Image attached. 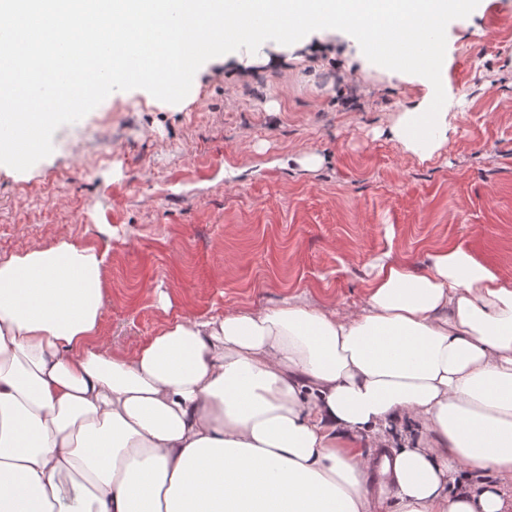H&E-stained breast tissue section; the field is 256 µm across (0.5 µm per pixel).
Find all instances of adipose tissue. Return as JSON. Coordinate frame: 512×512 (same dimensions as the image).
Masks as SVG:
<instances>
[{"label":"adipose tissue","instance_id":"adipose-tissue-1","mask_svg":"<svg viewBox=\"0 0 512 512\" xmlns=\"http://www.w3.org/2000/svg\"><path fill=\"white\" fill-rule=\"evenodd\" d=\"M444 56L405 58L427 94L389 127L422 158ZM373 269L355 313L176 318L115 353L96 247L0 259V512H512V279L461 245Z\"/></svg>","mask_w":512,"mask_h":512}]
</instances>
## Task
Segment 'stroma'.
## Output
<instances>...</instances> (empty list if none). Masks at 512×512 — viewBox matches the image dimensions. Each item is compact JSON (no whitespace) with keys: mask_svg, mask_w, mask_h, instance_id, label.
I'll return each mask as SVG.
<instances>
[{"mask_svg":"<svg viewBox=\"0 0 512 512\" xmlns=\"http://www.w3.org/2000/svg\"><path fill=\"white\" fill-rule=\"evenodd\" d=\"M446 34L432 158L386 131L423 92L406 74L366 67L339 30L268 41L206 61L181 106L113 93L27 171L0 165V257L61 238L105 253L99 334L118 353L176 317L297 296L358 310L388 253L419 272L461 244L512 278V0Z\"/></svg>","mask_w":512,"mask_h":512,"instance_id":"obj_1","label":"stroma"}]
</instances>
